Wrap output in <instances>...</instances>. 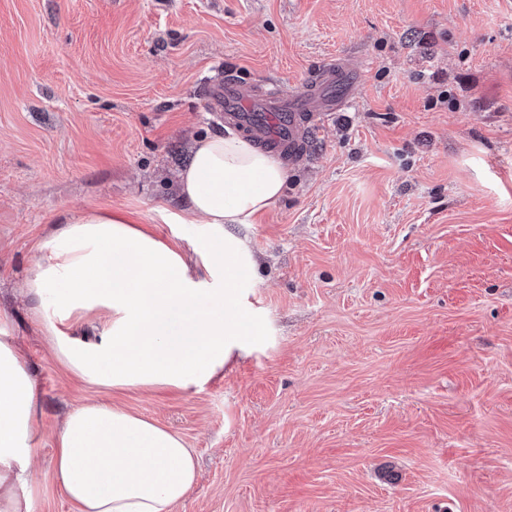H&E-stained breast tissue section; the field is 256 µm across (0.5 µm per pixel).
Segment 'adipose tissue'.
Masks as SVG:
<instances>
[{
    "label": "adipose tissue",
    "mask_w": 512,
    "mask_h": 512,
    "mask_svg": "<svg viewBox=\"0 0 512 512\" xmlns=\"http://www.w3.org/2000/svg\"><path fill=\"white\" fill-rule=\"evenodd\" d=\"M287 166L234 131L198 139L179 174L187 208L201 231L168 243L124 217L65 215L45 239L46 253L26 282L30 296L54 306L45 330L58 360L104 388H186L223 368L263 324L245 282L257 272L232 226L250 224L280 200ZM103 312L98 342L71 326ZM0 311V512H30L27 477L40 434L36 383ZM56 468L76 512H172L195 483L191 449L169 430L124 409L87 403L56 436Z\"/></svg>",
    "instance_id": "1"
}]
</instances>
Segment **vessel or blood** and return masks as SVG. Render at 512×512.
Returning <instances> with one entry per match:
<instances>
[{
    "label": "vessel or blood",
    "instance_id": "vessel-or-blood-1",
    "mask_svg": "<svg viewBox=\"0 0 512 512\" xmlns=\"http://www.w3.org/2000/svg\"><path fill=\"white\" fill-rule=\"evenodd\" d=\"M350 68L347 59L329 60L289 95L260 93L252 84L228 74L223 82L209 86L207 97L214 111L265 147L297 161L305 155L308 137L318 129V113L339 111L351 95L346 84Z\"/></svg>",
    "mask_w": 512,
    "mask_h": 512
}]
</instances>
